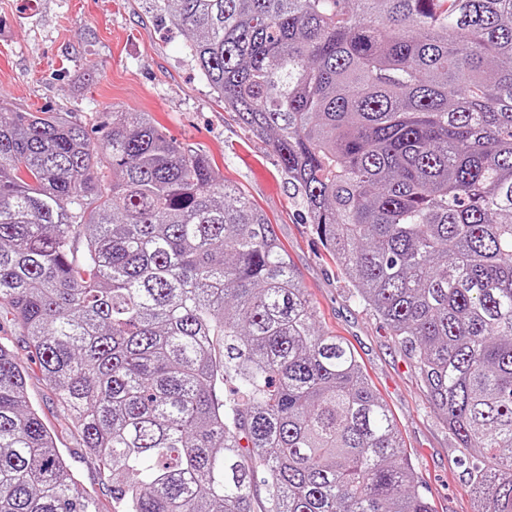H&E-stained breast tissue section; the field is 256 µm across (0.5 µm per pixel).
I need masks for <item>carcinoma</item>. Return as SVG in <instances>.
<instances>
[{"label": "carcinoma", "mask_w": 512, "mask_h": 512, "mask_svg": "<svg viewBox=\"0 0 512 512\" xmlns=\"http://www.w3.org/2000/svg\"><path fill=\"white\" fill-rule=\"evenodd\" d=\"M152 2L479 453L474 512H512V0ZM0 313L29 357L0 339V512H97L34 367L124 512H255L260 483L264 512H432L273 224L143 112L94 140L0 101ZM27 391L44 421L55 429L57 447L70 464L80 493L92 498L100 512L120 511L118 503L112 499V480L101 463L86 453L78 434L69 430L71 425L66 424L67 414L57 405L53 392L37 371L30 372Z\"/></svg>", "instance_id": "1"}]
</instances>
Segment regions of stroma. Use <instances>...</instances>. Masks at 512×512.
Masks as SVG:
<instances>
[{"mask_svg":"<svg viewBox=\"0 0 512 512\" xmlns=\"http://www.w3.org/2000/svg\"><path fill=\"white\" fill-rule=\"evenodd\" d=\"M190 36L161 23L148 0H0V97L27 110L69 111L95 130L114 112H145L164 132L204 150L226 183L260 208L288 250L321 330L355 349L396 419L419 491L434 512H473L464 451L434 411L410 356L336 267L271 145L219 102L187 54ZM30 401L55 429L80 493L118 512L112 481L87 454L39 373Z\"/></svg>","mask_w":512,"mask_h":512,"instance_id":"35a3bbf8","label":"stroma"}]
</instances>
